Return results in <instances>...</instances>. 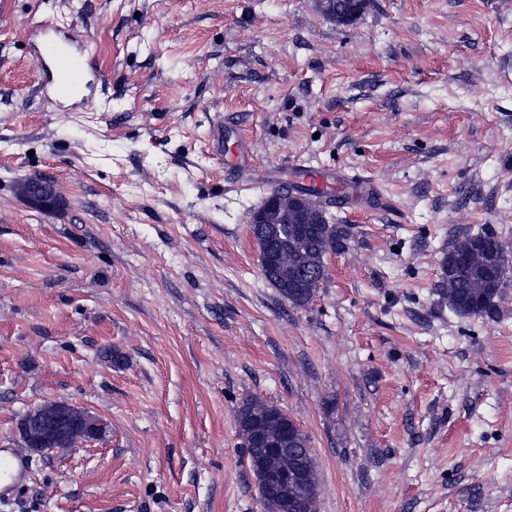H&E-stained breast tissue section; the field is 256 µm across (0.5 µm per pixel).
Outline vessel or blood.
<instances>
[{"label":"vessel or blood","mask_w":512,"mask_h":512,"mask_svg":"<svg viewBox=\"0 0 512 512\" xmlns=\"http://www.w3.org/2000/svg\"><path fill=\"white\" fill-rule=\"evenodd\" d=\"M37 54L51 69V84L62 98H72L93 87L92 63L89 55L71 48V40L52 26L45 27L38 42ZM305 187L318 192L340 191L347 183L329 168H300ZM28 462L24 456L10 448H0V497L9 498L24 481Z\"/></svg>","instance_id":"b4317fda"}]
</instances>
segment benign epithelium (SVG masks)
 <instances>
[{"label": "benign epithelium", "mask_w": 512, "mask_h": 512, "mask_svg": "<svg viewBox=\"0 0 512 512\" xmlns=\"http://www.w3.org/2000/svg\"><path fill=\"white\" fill-rule=\"evenodd\" d=\"M318 11L326 18L336 19L333 0H317ZM358 12L338 19L348 22ZM20 193L32 208L47 209L62 206L53 184L43 178H25L19 184ZM329 222L326 204L312 196H300L292 189H284L266 197L263 203L250 211L247 219L251 239L259 254L273 261L278 255L271 253V244L265 236L267 224H289L293 232L302 230L305 224ZM18 433L24 446L33 454L70 448L82 441L97 439L105 431V423L96 415L76 407L65 400H50L27 410L18 425ZM283 449L269 450L274 461L266 467L260 483L274 486L282 495H288L294 487L304 483L307 475L285 463H279Z\"/></svg>", "instance_id": "7a95c632"}]
</instances>
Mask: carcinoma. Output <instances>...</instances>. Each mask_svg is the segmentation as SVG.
<instances>
[{
    "label": "carcinoma",
    "instance_id": "carcinoma-1",
    "mask_svg": "<svg viewBox=\"0 0 512 512\" xmlns=\"http://www.w3.org/2000/svg\"><path fill=\"white\" fill-rule=\"evenodd\" d=\"M348 226L341 224H310L307 231L292 234L278 224L273 235V247L283 252L281 275L297 278L296 288H281L279 293L295 306H305L315 297L328 277L325 256L344 248ZM512 269V254L492 233H465L454 239L441 263L438 288L448 298V307L465 317L494 319L500 313L504 296L498 294ZM250 404L257 415H269L267 431L272 435L288 428V457L294 466L308 469L315 465L309 448V436L298 426L281 421L277 407L262 400ZM318 488H305L298 500L283 501L278 512H316Z\"/></svg>",
    "mask_w": 512,
    "mask_h": 512
}]
</instances>
